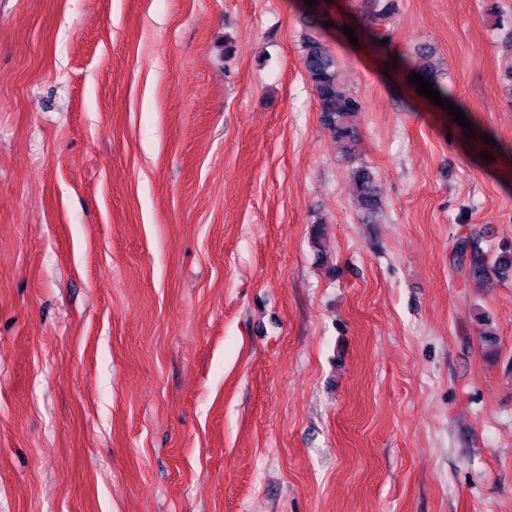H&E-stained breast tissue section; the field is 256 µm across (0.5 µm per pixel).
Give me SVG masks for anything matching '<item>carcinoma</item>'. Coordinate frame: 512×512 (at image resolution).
Here are the masks:
<instances>
[{"label": "carcinoma", "mask_w": 512, "mask_h": 512, "mask_svg": "<svg viewBox=\"0 0 512 512\" xmlns=\"http://www.w3.org/2000/svg\"><path fill=\"white\" fill-rule=\"evenodd\" d=\"M301 43L303 66L318 99L321 121L349 153L357 142L356 117L362 109V102L344 89L336 57L318 32V20L313 16H307ZM417 52L423 60L421 66H415L405 55L398 57L400 66L408 72L415 71L425 76L443 99L454 101L448 87L440 82L438 69L431 63L432 52L424 47L418 48ZM353 191L364 216L368 219L374 217L380 210L382 189L369 168L360 166L355 170ZM456 248L462 255L472 251V274L486 272V257L469 238L460 239Z\"/></svg>", "instance_id": "1"}]
</instances>
